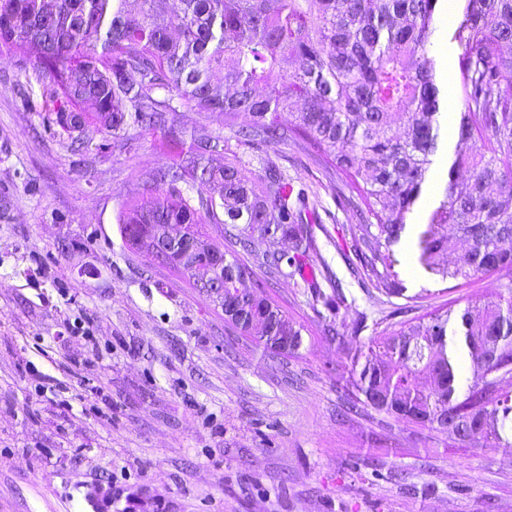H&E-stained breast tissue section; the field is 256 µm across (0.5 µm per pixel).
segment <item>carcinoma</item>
Instances as JSON below:
<instances>
[{"instance_id": "1", "label": "carcinoma", "mask_w": 512, "mask_h": 512, "mask_svg": "<svg viewBox=\"0 0 512 512\" xmlns=\"http://www.w3.org/2000/svg\"><path fill=\"white\" fill-rule=\"evenodd\" d=\"M438 2L0 0V52L32 63L44 132L79 151L105 157L131 130L170 133L182 108L224 116L231 136L201 123L186 152L144 167L139 198L122 202L117 223L144 257L154 224H185L200 237L207 224L225 225L226 242H210L224 253V280L181 278L206 299L224 289L237 307L231 330L288 357L304 326L265 288L276 276L305 277L311 211L304 189L263 153L293 142L330 181L356 191L352 247L363 275L387 296L402 294L393 247L441 140L428 49ZM462 2L451 34L460 50L457 141L442 198L417 237L423 269L458 287L512 270V0ZM451 236L467 242L452 256ZM280 241L288 249L274 248ZM249 258L265 279L242 289ZM502 288L461 312L436 310L369 337L347 379L355 401L435 430L457 421L454 435L470 447L511 448L512 394L500 383L512 376V283Z\"/></svg>"}]
</instances>
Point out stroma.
Listing matches in <instances>:
<instances>
[{
	"instance_id": "1",
	"label": "stroma",
	"mask_w": 512,
	"mask_h": 512,
	"mask_svg": "<svg viewBox=\"0 0 512 512\" xmlns=\"http://www.w3.org/2000/svg\"><path fill=\"white\" fill-rule=\"evenodd\" d=\"M460 0L438 9L429 49L448 118L420 204L394 247L405 290L363 282L351 249L352 192L296 145L269 156L305 190L310 262L338 314L301 277L269 294L303 324L282 357L234 335L224 313L128 251L116 224L143 167L187 149L132 132L110 156L45 134L20 85L36 75L0 55V512H512V448L461 446L369 407L351 410L352 357L376 325L462 311L512 274L466 287L430 278L416 233L448 178L460 108ZM335 319L343 338L324 336ZM77 334L61 336L64 324Z\"/></svg>"
}]
</instances>
